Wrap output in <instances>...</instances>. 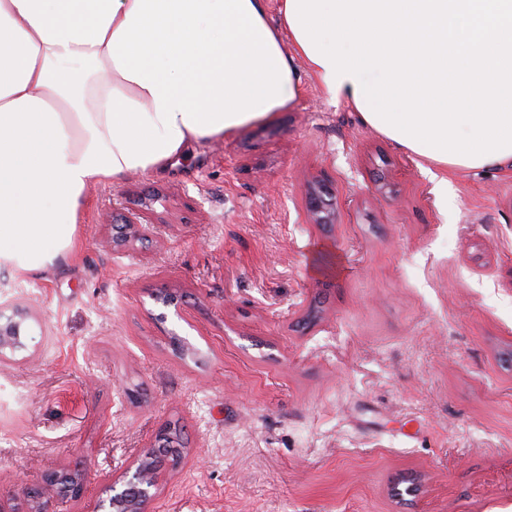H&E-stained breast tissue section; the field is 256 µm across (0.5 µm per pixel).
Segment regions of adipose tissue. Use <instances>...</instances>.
Returning <instances> with one entry per match:
<instances>
[{"label": "adipose tissue", "mask_w": 512, "mask_h": 512, "mask_svg": "<svg viewBox=\"0 0 512 512\" xmlns=\"http://www.w3.org/2000/svg\"><path fill=\"white\" fill-rule=\"evenodd\" d=\"M300 62L269 0H0V266L53 269L90 185L271 120Z\"/></svg>", "instance_id": "adipose-tissue-1"}]
</instances>
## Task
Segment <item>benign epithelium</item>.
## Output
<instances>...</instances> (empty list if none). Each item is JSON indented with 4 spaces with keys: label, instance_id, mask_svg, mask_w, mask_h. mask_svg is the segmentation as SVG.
<instances>
[{
    "label": "benign epithelium",
    "instance_id": "7a95c632",
    "mask_svg": "<svg viewBox=\"0 0 512 512\" xmlns=\"http://www.w3.org/2000/svg\"><path fill=\"white\" fill-rule=\"evenodd\" d=\"M307 210L310 223L335 224L339 211L332 188L320 179H314L306 189ZM158 225L151 217H125L112 221V248L121 251L133 240L153 234ZM28 310L14 307L7 311L0 306V349L14 353L26 349L29 332ZM144 453L126 471L106 487V497L97 500L91 512H152L151 505L157 496L162 474L146 469ZM89 481V472L81 464L61 474L46 477L45 488L26 491V512H62L61 506L80 501Z\"/></svg>",
    "mask_w": 512,
    "mask_h": 512
}]
</instances>
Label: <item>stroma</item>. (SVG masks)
Masks as SVG:
<instances>
[{
	"label": "stroma",
	"mask_w": 512,
	"mask_h": 512,
	"mask_svg": "<svg viewBox=\"0 0 512 512\" xmlns=\"http://www.w3.org/2000/svg\"><path fill=\"white\" fill-rule=\"evenodd\" d=\"M297 75L272 120L91 185L52 271L0 267V305L34 316L0 358V497L79 461L89 512L177 422L154 512H512V165L440 191ZM116 206L166 226L113 250ZM306 199L311 224L324 226L337 223L339 211L336 196L332 188L323 180L314 179L309 182Z\"/></svg>",
	"instance_id": "obj_1"
}]
</instances>
